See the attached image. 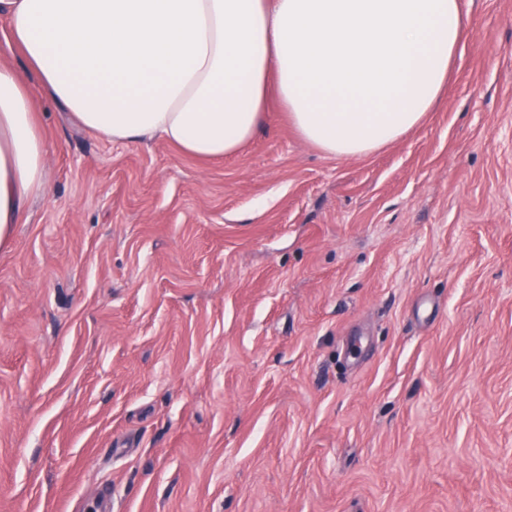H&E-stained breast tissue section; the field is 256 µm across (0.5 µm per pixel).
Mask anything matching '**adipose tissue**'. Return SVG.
Masks as SVG:
<instances>
[{"label": "adipose tissue", "instance_id": "adipose-tissue-1", "mask_svg": "<svg viewBox=\"0 0 512 512\" xmlns=\"http://www.w3.org/2000/svg\"><path fill=\"white\" fill-rule=\"evenodd\" d=\"M36 84L0 67V245L45 190L34 98L112 141L236 153L277 92L307 141L359 157L417 127L463 45V0H0Z\"/></svg>", "mask_w": 512, "mask_h": 512}]
</instances>
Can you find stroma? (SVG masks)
<instances>
[{"label": "stroma", "mask_w": 512, "mask_h": 512, "mask_svg": "<svg viewBox=\"0 0 512 512\" xmlns=\"http://www.w3.org/2000/svg\"><path fill=\"white\" fill-rule=\"evenodd\" d=\"M361 157L276 97L216 161L41 106L0 247V512H512V0Z\"/></svg>", "instance_id": "1"}]
</instances>
